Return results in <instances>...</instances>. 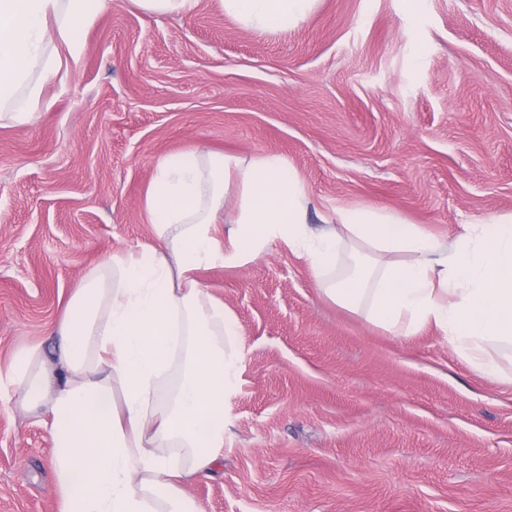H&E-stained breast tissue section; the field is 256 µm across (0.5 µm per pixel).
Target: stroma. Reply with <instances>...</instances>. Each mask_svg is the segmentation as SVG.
<instances>
[{"label": "stroma", "instance_id": "stroma-1", "mask_svg": "<svg viewBox=\"0 0 512 512\" xmlns=\"http://www.w3.org/2000/svg\"><path fill=\"white\" fill-rule=\"evenodd\" d=\"M28 124L0 127V372L52 351L80 280L154 240L158 162L197 147L285 158L311 226L400 213L443 243L512 214V0H319L261 33L199 0H102ZM196 278L240 328L217 471L197 512H512V347L475 370L431 324L339 306L277 246ZM52 436L0 391V512H59ZM143 10L159 15H184L193 12L199 0H134Z\"/></svg>", "mask_w": 512, "mask_h": 512}]
</instances>
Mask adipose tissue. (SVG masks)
<instances>
[{"mask_svg": "<svg viewBox=\"0 0 512 512\" xmlns=\"http://www.w3.org/2000/svg\"><path fill=\"white\" fill-rule=\"evenodd\" d=\"M244 27L298 26L317 0H219ZM92 0H0V124L30 122L46 78L78 58ZM238 211L214 226L229 188ZM310 200L287 161L195 149L160 160L146 210L157 237L111 255L69 300L56 360L19 349L5 376L24 411L44 410L56 453L60 512H194L178 482L211 471L224 446L223 397L238 374L233 314L195 279L202 265L235 266L281 243L309 262L328 298L407 335L434 324L476 369L493 375L490 342L512 344V214L470 226L452 246L399 213L339 208L312 228ZM403 254L336 281L341 246ZM181 370L165 406L155 388L174 356Z\"/></svg>", "mask_w": 512, "mask_h": 512, "instance_id": "1", "label": "adipose tissue"}]
</instances>
